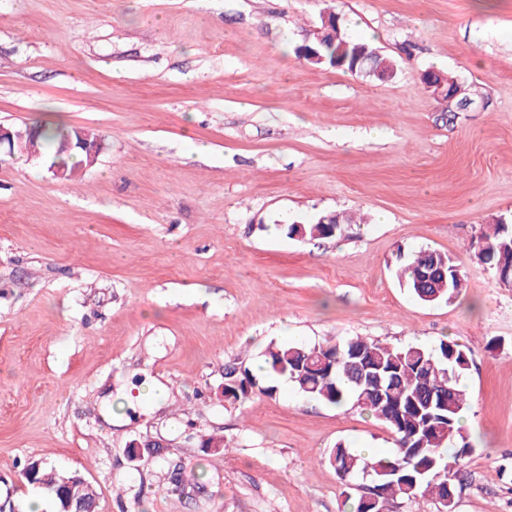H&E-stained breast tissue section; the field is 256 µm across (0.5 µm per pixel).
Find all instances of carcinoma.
Returning <instances> with one entry per match:
<instances>
[{
    "mask_svg": "<svg viewBox=\"0 0 512 512\" xmlns=\"http://www.w3.org/2000/svg\"><path fill=\"white\" fill-rule=\"evenodd\" d=\"M310 46L324 58L322 64L354 73H368L367 64L394 70L392 60L379 57L363 42L346 38L341 25ZM73 134L68 126L34 124L17 130L25 153L62 170L67 177L85 163L84 155L61 151ZM340 224H287L288 237L330 239L344 231L352 217L337 214ZM484 247L477 264L492 270L504 283L512 282V224L490 225L481 231ZM396 274L410 293L423 303L452 301L465 288L460 265L446 254L420 250L396 256ZM466 346L442 339L429 349L420 345H391L361 336L332 345L280 343L268 347L266 378L288 377L306 397L341 407L351 405L390 430L395 448L387 455L368 459L341 443L328 462L345 485L358 476L370 485L353 512H391L395 505L430 497L444 512H455L454 468L472 452L459 425L470 404L468 392L459 388L470 369ZM273 396L274 385H262L241 363L224 366V400L243 402L255 392ZM21 476L54 498L58 512H94L96 492L77 474L64 475L38 460L28 462Z\"/></svg>",
    "mask_w": 512,
    "mask_h": 512,
    "instance_id": "cac0c4a2",
    "label": "carcinoma"
}]
</instances>
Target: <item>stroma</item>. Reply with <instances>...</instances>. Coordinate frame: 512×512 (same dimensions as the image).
Here are the masks:
<instances>
[{"label":"stroma","instance_id":"35a3bbf8","mask_svg":"<svg viewBox=\"0 0 512 512\" xmlns=\"http://www.w3.org/2000/svg\"><path fill=\"white\" fill-rule=\"evenodd\" d=\"M397 65L381 81L297 53L324 12ZM452 76L471 105L424 89ZM105 148L70 178L0 155V498L41 459L96 512H344L336 443L393 448L294 386L225 402L224 366L350 336L465 345L473 451L456 512H512V288L477 264L512 215V0H0V124ZM206 145L194 155L195 145ZM343 235L288 237L328 213ZM454 257L452 302L414 299L398 252ZM164 388L147 400V386ZM223 437L204 449L206 435ZM133 443H156L151 465ZM182 485L173 491L171 470Z\"/></svg>","mask_w":512,"mask_h":512}]
</instances>
